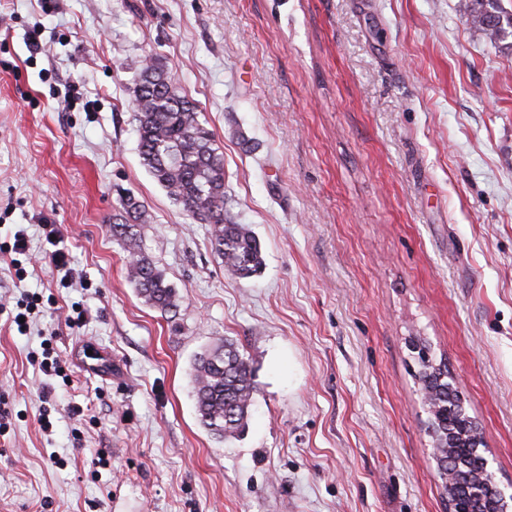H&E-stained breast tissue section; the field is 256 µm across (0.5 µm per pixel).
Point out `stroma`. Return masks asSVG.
<instances>
[{"instance_id": "35a3bbf8", "label": "stroma", "mask_w": 512, "mask_h": 512, "mask_svg": "<svg viewBox=\"0 0 512 512\" xmlns=\"http://www.w3.org/2000/svg\"><path fill=\"white\" fill-rule=\"evenodd\" d=\"M468 2L0 0V512H447L416 337L512 491V50ZM148 55L224 153L228 213L264 260L251 278L142 164ZM122 189L177 314L127 277ZM225 338L254 394L220 443L191 365ZM90 346L111 373L82 364ZM47 351L62 375L40 371Z\"/></svg>"}]
</instances>
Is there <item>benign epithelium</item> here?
Here are the masks:
<instances>
[{"label":"benign epithelium","instance_id":"7a95c632","mask_svg":"<svg viewBox=\"0 0 512 512\" xmlns=\"http://www.w3.org/2000/svg\"><path fill=\"white\" fill-rule=\"evenodd\" d=\"M459 434L447 426L445 437L435 443V448L448 449V469L444 470V495L448 501L449 512H472L471 505L482 507V512H508L512 506V495L506 496L503 489L494 480L489 469V461L484 455L486 440L478 427H473L472 438L466 444V456L480 458L479 465L464 469L456 456L459 450ZM465 484L472 492L461 498L457 494L459 485Z\"/></svg>","mask_w":512,"mask_h":512}]
</instances>
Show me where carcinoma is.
<instances>
[{
  "mask_svg": "<svg viewBox=\"0 0 512 512\" xmlns=\"http://www.w3.org/2000/svg\"><path fill=\"white\" fill-rule=\"evenodd\" d=\"M471 18L494 41L512 37V16L502 15L498 0H471ZM134 101L143 165L189 217L209 225L212 250L225 271L238 279L255 276L263 265L260 245L248 225L224 216V155L212 131L200 120L198 107L180 94L164 69L151 59L141 67ZM120 202L134 219L132 224H112V237L132 256L129 280L152 307L162 312L177 310L174 287L140 252L136 224L148 223L144 206L129 194L120 197ZM419 359L418 380L437 390L440 399L438 409L428 418V424L438 428L447 420L448 369L430 370L427 364L433 358L424 352ZM193 369L199 423L219 441L237 437L253 403L249 362L234 343L222 340L197 354Z\"/></svg>",
  "mask_w": 512,
  "mask_h": 512,
  "instance_id": "carcinoma-1",
  "label": "carcinoma"
}]
</instances>
